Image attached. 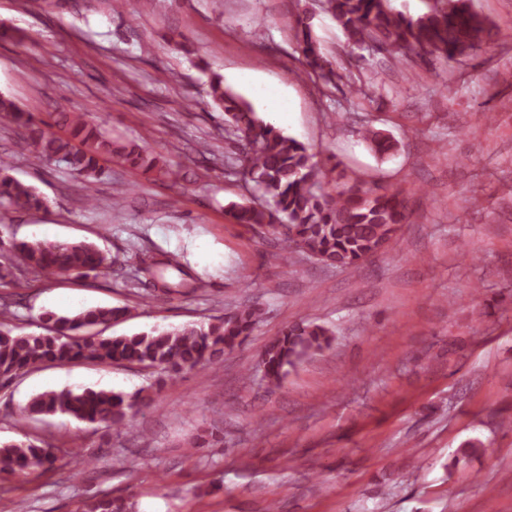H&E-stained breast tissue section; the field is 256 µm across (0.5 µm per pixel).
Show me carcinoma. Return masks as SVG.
<instances>
[{
  "instance_id": "cac0c4a2",
  "label": "carcinoma",
  "mask_w": 512,
  "mask_h": 512,
  "mask_svg": "<svg viewBox=\"0 0 512 512\" xmlns=\"http://www.w3.org/2000/svg\"><path fill=\"white\" fill-rule=\"evenodd\" d=\"M346 36L348 46L385 53L400 62L410 55L443 57L469 55L495 40L494 24L474 10L471 0H434L417 17L391 7V0H322ZM296 41L302 55L300 77L314 78L322 90L348 88L352 97H368L364 85L345 80L325 53L314 33L307 11L299 14ZM196 67L207 76L208 95L224 112L230 140L237 145L228 157L245 182L266 200L234 203L228 214L232 222L276 241L288 259H315L337 269L356 267L396 242L402 225L408 223V202L402 192L382 187L364 188L355 178L339 174L331 190L322 189L338 164L324 161L302 142L265 124L253 107L224 86V76L200 60ZM21 129L35 157L44 163H64L82 177L87 200L95 201V182L106 173V163L117 160L131 168L152 169L157 159L144 146L108 138L85 114L59 111L54 124L61 133L47 129L49 123L24 111L9 95L0 92V118ZM363 140L381 158L393 154L398 141L391 135L365 126ZM0 160V200L16 211L37 212L46 201L32 186L7 174ZM9 262L17 257L22 270L36 275L85 277L108 267L106 254L85 241L14 242ZM175 262L143 261L140 271L169 290L162 270ZM131 316L127 307H94L75 315L47 311L39 322L44 332L14 335L0 328V382L10 381L42 365L68 364L81 360L102 364H128L158 369L171 375L219 364L224 354L242 345L257 325L258 308L241 305L208 324L150 333L105 335L106 329ZM332 333L322 325L299 322L283 329L266 344L261 358L264 378L280 382L304 359L328 349ZM136 400L111 390L86 388L61 390L32 396L24 407L29 417L61 414L81 423L120 428L128 422ZM55 448L26 442L0 445V475H20L27 470L53 465ZM81 512H130V506L108 495L82 502Z\"/></svg>"
}]
</instances>
